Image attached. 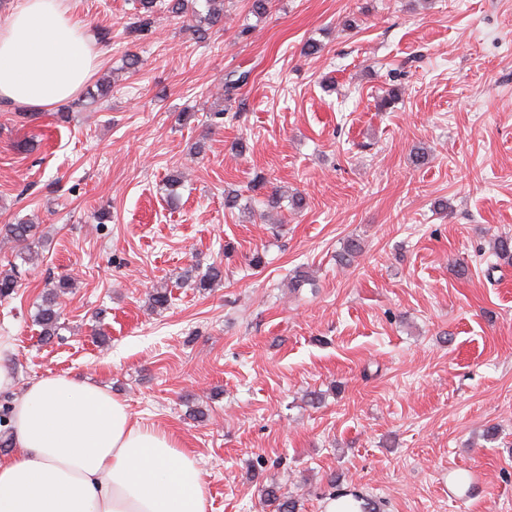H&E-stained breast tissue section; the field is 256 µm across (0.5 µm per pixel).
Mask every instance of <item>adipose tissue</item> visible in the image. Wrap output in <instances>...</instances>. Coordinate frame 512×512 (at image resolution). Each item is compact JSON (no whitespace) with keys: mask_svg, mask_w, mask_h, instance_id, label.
<instances>
[{"mask_svg":"<svg viewBox=\"0 0 512 512\" xmlns=\"http://www.w3.org/2000/svg\"><path fill=\"white\" fill-rule=\"evenodd\" d=\"M98 66L87 28L57 0H20L0 23V100L53 108ZM8 439L0 512H206L194 454L88 380H34L13 400Z\"/></svg>","mask_w":512,"mask_h":512,"instance_id":"ef3b65f1","label":"adipose tissue"}]
</instances>
